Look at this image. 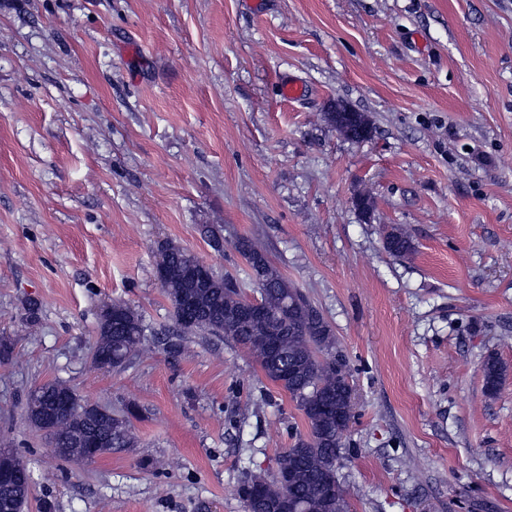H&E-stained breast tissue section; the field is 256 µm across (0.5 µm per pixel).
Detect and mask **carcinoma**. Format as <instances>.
<instances>
[{
  "mask_svg": "<svg viewBox=\"0 0 512 512\" xmlns=\"http://www.w3.org/2000/svg\"><path fill=\"white\" fill-rule=\"evenodd\" d=\"M383 232L390 254L405 257L413 253L412 240L403 228L386 225ZM235 248L253 260L247 267L257 285L261 315L243 317V301L248 295L229 276L212 271L202 285L183 281L181 272L196 261V256L183 247L163 244L157 249L156 270L166 272L160 286L172 306L175 334L160 342L138 311L114 302L112 307L120 311L121 320L111 323L107 313L99 311L93 363L98 366L100 360L110 357V368L121 370L161 344L169 353L182 355L186 352L184 336L195 331L220 336L247 350L265 376L288 393L304 416L308 430L295 435L291 448L279 455L280 468L291 477L288 490H283L272 476L257 475L245 478L239 490L258 487L268 509L286 494L288 508L294 512H348L347 490L338 478L337 463L342 448L339 434L346 431L354 415L336 418V408L348 404L351 390L346 366L337 365L336 354L332 353L336 338L307 297L268 259L260 240L246 237L237 241ZM274 329L280 331L285 361L300 365V370L286 378L267 357L266 340ZM482 371L485 391L496 394L507 368L491 354L484 359ZM70 390L72 387L66 382L55 379L33 389L26 401V418L45 433L54 458L81 459L95 441L109 450L133 447L134 410L112 411L102 417L74 415L58 406L62 395ZM30 495L31 482L26 479L0 485V503L10 512H23Z\"/></svg>",
  "mask_w": 512,
  "mask_h": 512,
  "instance_id": "carcinoma-1",
  "label": "carcinoma"
}]
</instances>
